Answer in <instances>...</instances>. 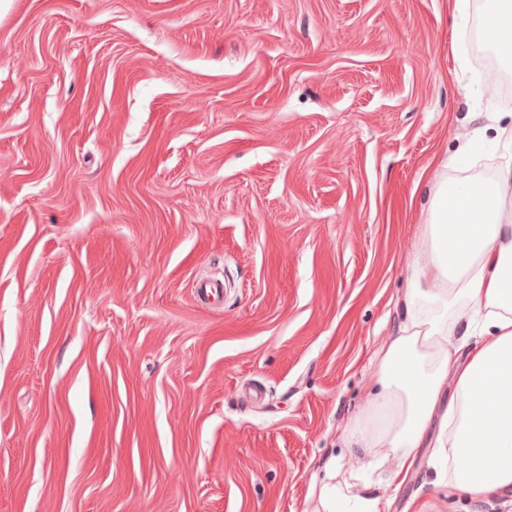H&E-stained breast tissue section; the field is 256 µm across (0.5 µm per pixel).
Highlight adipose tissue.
I'll list each match as a JSON object with an SVG mask.
<instances>
[{
	"instance_id": "adipose-tissue-1",
	"label": "adipose tissue",
	"mask_w": 512,
	"mask_h": 512,
	"mask_svg": "<svg viewBox=\"0 0 512 512\" xmlns=\"http://www.w3.org/2000/svg\"><path fill=\"white\" fill-rule=\"evenodd\" d=\"M511 184L510 160L495 185L443 180L428 192L398 333L346 439L367 454L391 449L395 481L427 443L449 485L472 499L512 494V218L498 195Z\"/></svg>"
}]
</instances>
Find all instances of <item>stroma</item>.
Segmentation results:
<instances>
[{
  "mask_svg": "<svg viewBox=\"0 0 512 512\" xmlns=\"http://www.w3.org/2000/svg\"><path fill=\"white\" fill-rule=\"evenodd\" d=\"M488 9L0 0V512H512L345 445L429 188L512 157Z\"/></svg>",
  "mask_w": 512,
  "mask_h": 512,
  "instance_id": "35a3bbf8",
  "label": "stroma"
}]
</instances>
